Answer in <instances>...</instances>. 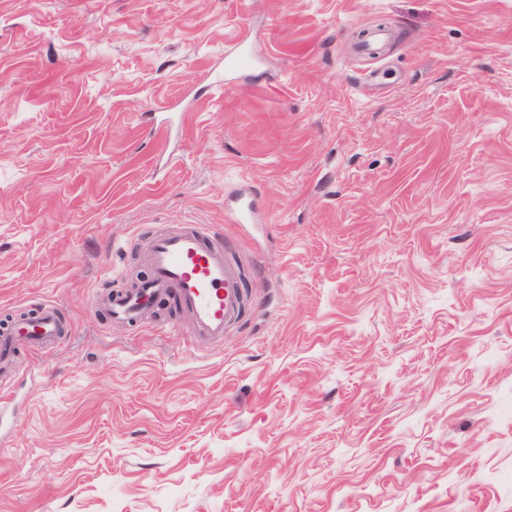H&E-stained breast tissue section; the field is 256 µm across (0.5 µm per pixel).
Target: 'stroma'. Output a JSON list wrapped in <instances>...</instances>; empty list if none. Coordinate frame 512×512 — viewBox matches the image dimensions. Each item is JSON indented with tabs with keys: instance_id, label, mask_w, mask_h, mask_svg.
Returning a JSON list of instances; mask_svg holds the SVG:
<instances>
[{
	"instance_id": "stroma-1",
	"label": "stroma",
	"mask_w": 512,
	"mask_h": 512,
	"mask_svg": "<svg viewBox=\"0 0 512 512\" xmlns=\"http://www.w3.org/2000/svg\"><path fill=\"white\" fill-rule=\"evenodd\" d=\"M186 224L223 342L92 309ZM47 304L0 512H512V0H0V329Z\"/></svg>"
}]
</instances>
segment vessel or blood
Returning a JSON list of instances; mask_svg holds the SVG:
<instances>
[{"label": "vessel or blood", "instance_id": "b4317fda", "mask_svg": "<svg viewBox=\"0 0 512 512\" xmlns=\"http://www.w3.org/2000/svg\"><path fill=\"white\" fill-rule=\"evenodd\" d=\"M146 258L150 277L103 302L112 320L140 322L159 302L171 300L188 314L196 335L223 341L226 328L242 315L246 294L239 267L225 259L212 227L186 224L177 232H158L146 245ZM63 330L57 309L43 306L36 317L0 331V362L9 358L17 343L35 351Z\"/></svg>", "mask_w": 512, "mask_h": 512}]
</instances>
